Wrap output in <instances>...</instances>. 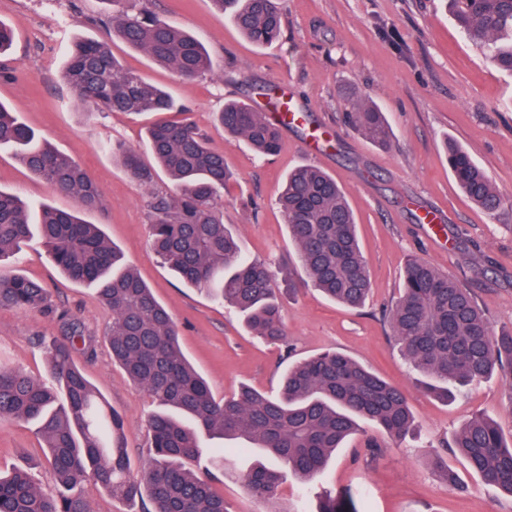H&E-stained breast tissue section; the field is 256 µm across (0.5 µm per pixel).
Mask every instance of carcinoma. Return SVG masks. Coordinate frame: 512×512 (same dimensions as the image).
<instances>
[{
  "mask_svg": "<svg viewBox=\"0 0 512 512\" xmlns=\"http://www.w3.org/2000/svg\"><path fill=\"white\" fill-rule=\"evenodd\" d=\"M111 6L106 24L114 38L152 61L194 80L214 70L206 49L181 26L136 0H102ZM255 46L278 41L279 0H210ZM455 25L483 48L497 68L512 72V0H450ZM65 81L75 101L102 112H183L173 96L124 67L110 43L81 40L67 53ZM216 121L224 135L243 139L262 157L280 150V128L264 113L239 101L224 103ZM347 124L367 141L386 144L385 112L369 99L352 103ZM155 166L112 145V157L149 193L151 245L182 281L236 307L245 326L273 344L287 336L274 295V274L265 262L244 255L239 237L224 223L219 192L231 174L224 154L191 122L162 120L146 128ZM0 148L37 174L77 210L38 207L0 190V261L38 239L52 263L72 282L92 285L112 310L108 333L112 359L157 407L149 418L152 465L130 472L123 418L74 364L73 350L87 342L74 316L57 315L61 336L46 344L56 385L0 365V420L34 422L47 449L56 490L37 487L23 468L0 471V512H90L83 484L91 479L122 503L145 501L147 512H227L210 477L193 468L204 439H232L274 460L242 474L256 497L271 499L291 473L312 483L336 449L360 423L379 426L389 438L413 425L406 392L379 378L350 356L326 351L288 366L279 392L244 386L214 396L205 378L179 347L178 327L168 309L130 268L100 225L79 216L101 207L97 188L67 154L44 143L0 103ZM448 167L465 196L489 214L501 198L486 172L463 147L445 143ZM173 182L171 193L155 188L157 170ZM279 205L305 277L328 298L353 308L371 290L356 218L343 188L321 168L306 164L288 172ZM0 308L49 313L48 291L19 274L0 270ZM392 335L416 373L415 385L447 399L458 388L498 373L512 378V331L496 334L477 299L429 262L409 259L403 294L386 313ZM454 453L486 483L512 497V443L496 422L480 414L454 435Z\"/></svg>",
  "mask_w": 512,
  "mask_h": 512,
  "instance_id": "cac0c4a2",
  "label": "carcinoma"
}]
</instances>
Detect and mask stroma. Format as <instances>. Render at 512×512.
I'll list each match as a JSON object with an SVG mask.
<instances>
[{
    "label": "stroma",
    "mask_w": 512,
    "mask_h": 512,
    "mask_svg": "<svg viewBox=\"0 0 512 512\" xmlns=\"http://www.w3.org/2000/svg\"><path fill=\"white\" fill-rule=\"evenodd\" d=\"M279 42L257 47L209 0H150L160 17L197 38L215 64L214 74L187 81L158 66L143 52L112 42L113 53L131 70L169 90L190 119L222 152L231 178L221 193L224 221L238 234L245 253L271 264L287 330V345L263 343L236 310L185 286L153 252L148 236L147 191L113 160L107 146L145 151L147 117L105 115L79 106L61 72L65 51L78 39L108 38L100 20L103 0H0V22L14 33L0 67V103L56 149L76 160L99 188L102 208L87 221L103 225L130 267L171 312L184 355L219 397L248 385L277 393L289 361L336 350L404 388L414 416L402 440L383 437L365 424L362 434L338 449L311 493L288 478L275 499L255 498L240 475L253 457L227 450L229 475H215L214 489L228 512H318L322 495L339 512H512V498L484 483L446 448L475 414L495 420L512 439V386L495 375L445 401L416 388L409 365L381 316L403 288L409 257L432 263L476 296L494 331H512V73L495 68L483 50L452 22L446 0H282ZM287 80L304 108L303 120L282 129L278 155L263 159L238 139L215 128L225 101L256 103L269 84ZM371 96L387 114L390 142L380 147L350 130L344 115L351 102ZM326 147L312 154V130ZM463 145L490 177L503 204L495 216L475 207L459 191L448 168L444 143ZM313 164L343 187L358 224L372 279L365 307L350 309L306 283L277 199L288 171ZM0 189L29 201L72 209L73 198L56 194L40 177L0 149ZM443 211L446 224L424 223L426 209ZM6 270L40 282L54 306L68 310L94 340L93 356L74 353L75 364L124 417L133 470L149 460L147 419L154 406L112 360L106 334L111 310L92 287L77 284L53 266L38 242L26 246ZM60 332L40 312L0 308V363L49 379L39 339ZM381 442L377 455L368 439ZM43 441L32 422L0 421V468L38 461V487H56L43 465ZM448 464L459 478L449 488L439 469Z\"/></svg>",
    "instance_id": "obj_1"
}]
</instances>
